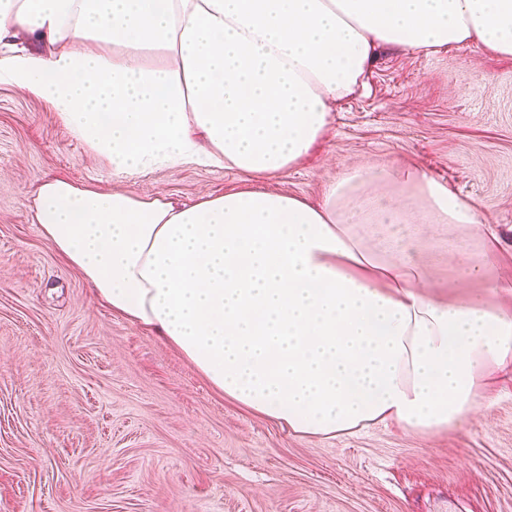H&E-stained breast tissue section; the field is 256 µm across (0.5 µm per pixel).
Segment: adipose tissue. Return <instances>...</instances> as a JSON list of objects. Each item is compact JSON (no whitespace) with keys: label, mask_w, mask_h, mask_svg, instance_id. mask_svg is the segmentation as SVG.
<instances>
[{"label":"adipose tissue","mask_w":512,"mask_h":512,"mask_svg":"<svg viewBox=\"0 0 512 512\" xmlns=\"http://www.w3.org/2000/svg\"><path fill=\"white\" fill-rule=\"evenodd\" d=\"M469 42L511 58L512 0H0V83L113 178L192 166L258 182L188 203L43 178L31 219L113 312L293 434L458 426L483 369L512 376V312L437 299L443 255L356 227L379 223L375 189L399 192L396 223L453 233L447 254L478 280L499 244L479 207L414 165L350 168L318 203L259 184L310 152L380 48Z\"/></svg>","instance_id":"ef3b65f1"}]
</instances>
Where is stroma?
<instances>
[{"label":"stroma","mask_w":512,"mask_h":512,"mask_svg":"<svg viewBox=\"0 0 512 512\" xmlns=\"http://www.w3.org/2000/svg\"><path fill=\"white\" fill-rule=\"evenodd\" d=\"M414 164L495 224L512 280V58L477 44L382 49L310 153L269 191L321 201L353 166ZM192 202L223 169L113 179L44 102L0 84V512H512V381L465 425L317 439L224 399L175 348L115 315L31 224L34 184Z\"/></svg>","instance_id":"obj_1"}]
</instances>
